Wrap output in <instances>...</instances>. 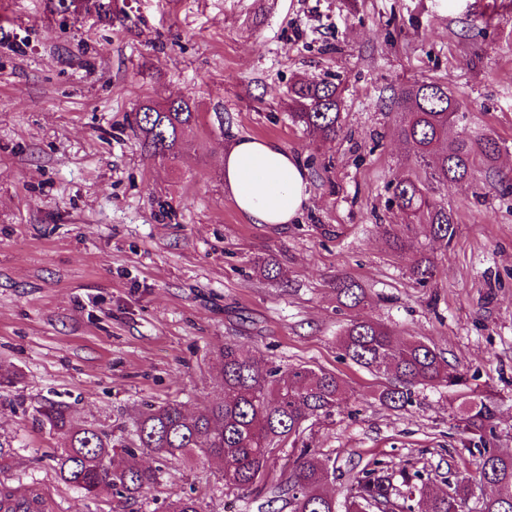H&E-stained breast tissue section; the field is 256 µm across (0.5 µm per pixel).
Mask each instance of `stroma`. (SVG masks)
Segmentation results:
<instances>
[{
	"mask_svg": "<svg viewBox=\"0 0 512 512\" xmlns=\"http://www.w3.org/2000/svg\"><path fill=\"white\" fill-rule=\"evenodd\" d=\"M344 88L342 132L321 142L288 118V86ZM448 87L470 128L500 146L468 181L436 188L453 211L450 244L407 224L389 183L422 175L392 133L399 90ZM186 96L199 118L161 162L133 136L146 100ZM271 139L309 172L296 223H250L224 187V151ZM512 0H0V484L40 493L44 512H110L59 482L60 434L39 427L46 398L75 422L129 436L149 404L193 413L223 397L227 342L272 366L320 367L345 404L308 421L311 447L336 463L337 495L364 469L418 470L436 492L476 465V436L454 413L469 390L499 408L489 447L512 452ZM401 224L392 249L378 227ZM433 258L435 277L409 267ZM276 259L284 276L255 275ZM348 275L360 306H339ZM369 318L434 346L468 388L425 387L401 411L383 378L344 359L349 320ZM178 489L205 512H257L225 489L219 464L166 470L125 512H160Z\"/></svg>",
	"mask_w": 512,
	"mask_h": 512,
	"instance_id": "stroma-1",
	"label": "stroma"
}]
</instances>
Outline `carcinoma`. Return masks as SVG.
Instances as JSON below:
<instances>
[{
    "label": "carcinoma",
    "instance_id": "obj_1",
    "mask_svg": "<svg viewBox=\"0 0 512 512\" xmlns=\"http://www.w3.org/2000/svg\"><path fill=\"white\" fill-rule=\"evenodd\" d=\"M342 85L333 81L299 80L288 90L292 124L316 134L323 142L340 135ZM402 114L394 134L416 149V158L429 169L430 181L446 187L471 176L476 157L487 162L499 151L496 140L477 132L448 138L452 128L467 125V114L448 87L435 81H416L403 88L396 99ZM198 120L191 103L175 97L163 104L145 101L135 109L130 128L144 151L155 158L175 154L184 127ZM392 202L428 234L446 244L456 234L453 212L438 200L418 178L404 177L390 183ZM256 274L268 281L282 278L276 260L267 258L255 265ZM433 260L422 255L410 267L419 282L435 274ZM340 305L355 308L363 291L347 276L336 278ZM343 356L387 383L378 401L402 410L413 405L420 386L460 387L467 377L435 348L420 340L401 339L387 326L371 319H353L340 336ZM221 401L194 415L176 402L150 404L132 424L129 442H112L103 431L73 424L69 408L47 401L37 410V421L65 435V443L53 452L58 479L86 495L112 493L117 504L135 500L160 482L163 468L196 459L202 464L221 465L224 487L265 498L261 504L271 512H338L335 492L329 488V460L317 449L300 443L305 424L313 417L329 416L345 399L344 380L336 373L301 365L283 372L242 350L224 344ZM465 430L484 440L494 431L497 399L489 390L471 391L459 405ZM291 445L297 452L276 481L269 480L270 461ZM134 456L140 450L153 453L159 465L138 468L112 459L114 448ZM474 474L453 483L452 491L439 495L419 485L418 471L399 470L401 486L383 469H371L353 477L344 501V512H461L473 487L482 492L479 512H512V453L494 448L478 449ZM280 508H275V505ZM0 512H41L21 502V497L0 489ZM164 512H202L199 499L171 492Z\"/></svg>",
    "mask_w": 512,
    "mask_h": 512
}]
</instances>
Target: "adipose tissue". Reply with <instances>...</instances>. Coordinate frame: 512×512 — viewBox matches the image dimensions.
Here are the masks:
<instances>
[{"label":"adipose tissue","instance_id":"adipose-tissue-1","mask_svg":"<svg viewBox=\"0 0 512 512\" xmlns=\"http://www.w3.org/2000/svg\"><path fill=\"white\" fill-rule=\"evenodd\" d=\"M224 185L236 208L255 224L293 223L309 204L306 168L269 139L242 137L225 150Z\"/></svg>","mask_w":512,"mask_h":512}]
</instances>
